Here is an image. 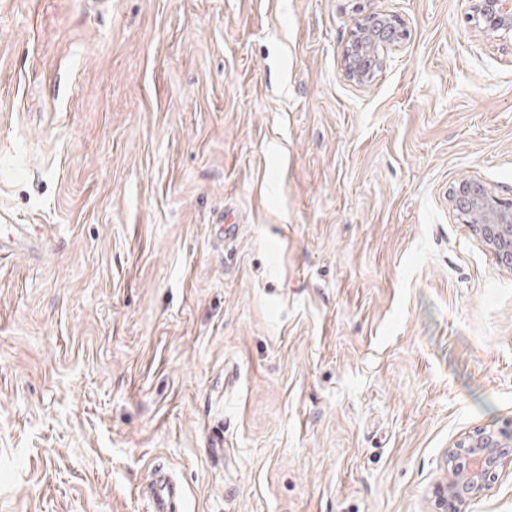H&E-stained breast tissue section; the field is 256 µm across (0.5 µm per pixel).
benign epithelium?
I'll return each instance as SVG.
<instances>
[{"instance_id":"obj_1","label":"benign epithelium","mask_w":512,"mask_h":512,"mask_svg":"<svg viewBox=\"0 0 512 512\" xmlns=\"http://www.w3.org/2000/svg\"><path fill=\"white\" fill-rule=\"evenodd\" d=\"M470 18L487 32L512 36V0H469ZM407 31L397 20L370 13L355 24L342 50V70L348 81L368 85L383 65L378 49L398 46ZM453 210L473 225L498 261L512 268V202L489 194L477 179H463L449 192ZM448 481L436 491L442 512H460L459 506L484 496L512 464V433L505 435L485 429L469 433L445 452Z\"/></svg>"}]
</instances>
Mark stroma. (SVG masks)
Instances as JSON below:
<instances>
[{
  "label": "stroma",
  "instance_id": "1",
  "mask_svg": "<svg viewBox=\"0 0 512 512\" xmlns=\"http://www.w3.org/2000/svg\"><path fill=\"white\" fill-rule=\"evenodd\" d=\"M368 13L409 31L372 83ZM512 38L468 0H0V512H439L512 431ZM234 224L225 233L224 223ZM406 36L407 31L396 19L375 13L365 15L356 22L342 50L344 76L357 86H367L383 65L379 45L381 51L389 45L396 47ZM453 210L472 224L482 241L494 251L498 261L512 268V202H502L489 194L477 179H463L449 192ZM445 462L448 481L436 491L438 505L443 512H460L461 504L484 496L512 464V432L476 429L446 450ZM184 492L182 486L164 469L155 472L152 493L153 512H181Z\"/></svg>",
  "mask_w": 512,
  "mask_h": 512
}]
</instances>
